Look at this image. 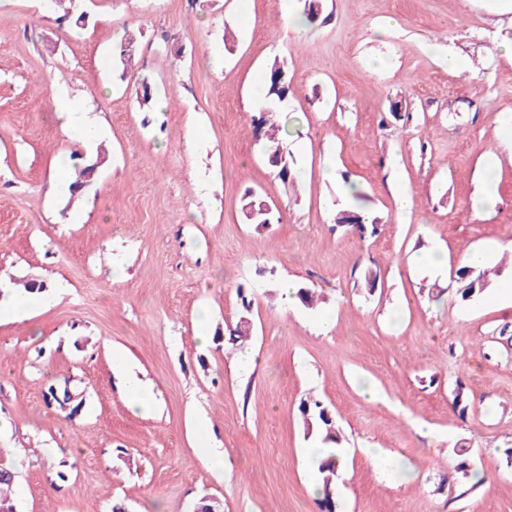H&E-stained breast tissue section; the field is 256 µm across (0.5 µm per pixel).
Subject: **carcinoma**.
I'll return each instance as SVG.
<instances>
[{
    "label": "carcinoma",
    "instance_id": "1",
    "mask_svg": "<svg viewBox=\"0 0 512 512\" xmlns=\"http://www.w3.org/2000/svg\"><path fill=\"white\" fill-rule=\"evenodd\" d=\"M289 84L286 77L284 63L275 58L266 67L264 83L263 108L251 115V121L256 130L262 132L261 142L267 157L268 164L273 168L277 178L284 184L293 183L295 162L288 152L284 142L282 128L272 122L273 112L288 99ZM242 212L251 224H271L275 219L273 209L253 191L245 192L242 199ZM335 223L351 224L361 233L377 232L378 218L370 217L367 213L358 210L352 211L339 208L336 211ZM455 294L464 301L479 296L485 288V273L476 266H464L456 271ZM304 427L308 432L318 438L325 448L321 449L322 458L318 466L319 480L322 486V495L319 502L320 509L333 510L330 498L331 487L338 476V460L336 445L340 444V434L336 427V420L330 410L317 400H308L301 404ZM15 472L0 465V512H16V507L6 492L12 490Z\"/></svg>",
    "mask_w": 512,
    "mask_h": 512
}]
</instances>
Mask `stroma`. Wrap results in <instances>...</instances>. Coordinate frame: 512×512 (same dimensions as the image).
I'll return each mask as SVG.
<instances>
[{
	"label": "stroma",
	"mask_w": 512,
	"mask_h": 512,
	"mask_svg": "<svg viewBox=\"0 0 512 512\" xmlns=\"http://www.w3.org/2000/svg\"><path fill=\"white\" fill-rule=\"evenodd\" d=\"M82 9L78 23L0 0V279L44 286L30 318L0 323V463L16 467L18 512H193L205 496L221 512H320L310 398L347 450L336 512H512V306L496 300L512 281V0H322L299 31L280 0ZM276 58L291 191L251 123ZM62 87L91 101L96 145L62 134ZM91 163L81 192L58 190L57 172ZM350 182L375 237L334 221ZM249 189L280 222L248 223ZM495 244L487 287L461 301L449 269ZM432 251L448 270L424 269ZM287 281L315 308H287ZM116 349L152 391L146 412L128 406ZM51 381L82 394L76 419L45 404ZM197 413L223 471L196 446Z\"/></svg>",
	"instance_id": "1"
}]
</instances>
